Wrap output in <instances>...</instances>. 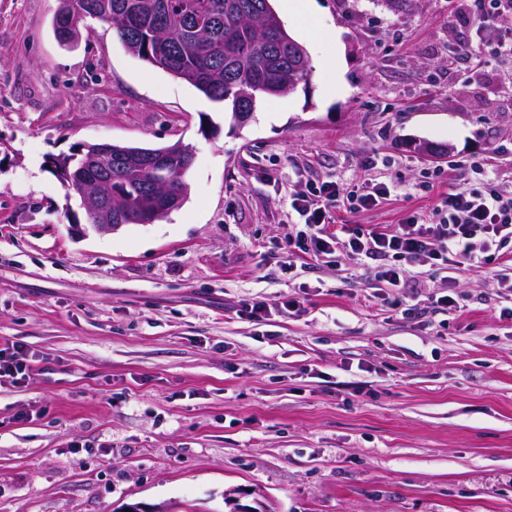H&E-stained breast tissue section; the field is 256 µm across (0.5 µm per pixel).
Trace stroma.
<instances>
[{
    "mask_svg": "<svg viewBox=\"0 0 512 512\" xmlns=\"http://www.w3.org/2000/svg\"><path fill=\"white\" fill-rule=\"evenodd\" d=\"M314 5L285 25L310 81L239 127L108 25L67 48L58 0H0V348L34 367L0 381V512H512V294L465 268L459 308L439 307L436 273L414 318L348 258L285 246L292 196L372 157L397 195L338 223L430 212L484 158L512 191V80L480 44L449 64L458 0ZM178 141L182 205L110 235L47 166ZM256 297L269 316L239 315Z\"/></svg>",
    "mask_w": 512,
    "mask_h": 512,
    "instance_id": "obj_1",
    "label": "stroma"
}]
</instances>
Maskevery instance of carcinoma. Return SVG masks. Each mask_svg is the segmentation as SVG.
<instances>
[{
    "label": "carcinoma",
    "mask_w": 512,
    "mask_h": 512,
    "mask_svg": "<svg viewBox=\"0 0 512 512\" xmlns=\"http://www.w3.org/2000/svg\"><path fill=\"white\" fill-rule=\"evenodd\" d=\"M70 20L77 27L96 19L112 27L125 49L142 60L182 79L214 102L231 106L246 124L256 104L281 95L282 85L298 77L288 32L270 0H70ZM168 147L112 145V158L90 156L76 149L70 174L73 181L102 186L111 195L119 192L127 208H112V223L127 224V209L142 202V187L152 182L154 168L119 167L118 156L142 160L158 156ZM194 153L183 152L181 171L170 181L183 187Z\"/></svg>",
    "instance_id": "1"
}]
</instances>
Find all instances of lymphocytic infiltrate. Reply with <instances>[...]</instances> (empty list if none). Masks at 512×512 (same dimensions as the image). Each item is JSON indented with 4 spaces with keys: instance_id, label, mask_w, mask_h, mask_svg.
<instances>
[{
    "instance_id": "1",
    "label": "lymphocytic infiltrate",
    "mask_w": 512,
    "mask_h": 512,
    "mask_svg": "<svg viewBox=\"0 0 512 512\" xmlns=\"http://www.w3.org/2000/svg\"><path fill=\"white\" fill-rule=\"evenodd\" d=\"M460 7L470 22V35L468 42L458 45L457 55H465L471 42H494L512 74V30L495 27L496 18L512 15V0H460ZM376 167L375 161H365V176L354 186L324 181L293 196L289 251L311 259L336 255L356 261L364 266L373 288L399 289L408 300L409 315L417 310L412 300L425 286L426 271L444 273L446 286L436 301L454 307L459 302L454 286L463 267L512 262V194L499 189L495 164L484 160L473 167L480 185L441 194L431 214L412 211L391 227L347 226L342 234L330 232L334 208L356 212L390 200L394 188L376 174Z\"/></svg>"
}]
</instances>
